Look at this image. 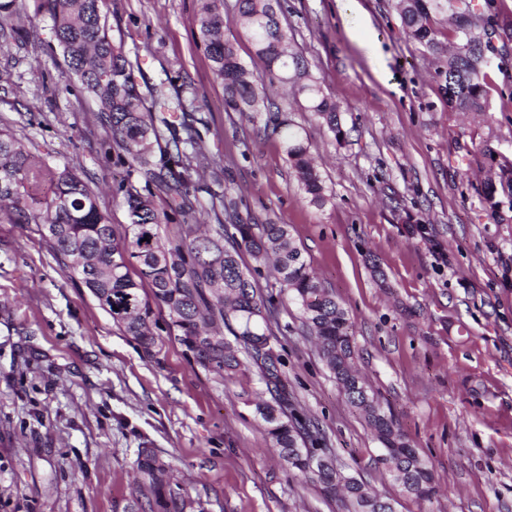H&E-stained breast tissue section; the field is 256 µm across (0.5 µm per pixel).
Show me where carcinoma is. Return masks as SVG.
<instances>
[{
	"label": "carcinoma",
	"instance_id": "cac0c4a2",
	"mask_svg": "<svg viewBox=\"0 0 512 512\" xmlns=\"http://www.w3.org/2000/svg\"><path fill=\"white\" fill-rule=\"evenodd\" d=\"M494 0H399L400 16L409 38L440 51L430 26L432 14L448 9L458 40V51L448 57L440 72L448 96V108L482 111L486 98L482 69L490 41L472 32V16H486L494 27ZM49 14L68 77L76 78L85 92L102 103V113L125 157L130 171L164 185L169 210L139 194H127L131 224L118 233L101 209L90 185L71 168L35 169L30 154L8 130L0 129V208L11 209L22 224H35L43 231L55 259L72 269L98 305L123 332L145 351L155 345L151 329V304L167 310L169 333L184 348L190 363L220 375L238 369L240 356L260 370L271 395L257 413L278 455L289 468L336 494L341 486L347 495L348 512H395L393 503L353 477L337 470L326 443L320 449L306 446L304 434L310 419L285 395L282 355L270 344V324L277 306L291 297L301 311L303 325L320 341L329 372L343 390L347 402L363 416L391 462L390 476L403 492L425 498L433 491L434 476L418 449L382 409L374 391L355 371V346L347 312L336 297L310 271L286 224L233 225L235 245L224 246L227 225L200 224L188 205L195 187L184 176L190 157L203 153L202 139L189 122V115L160 91L152 107L133 80V65L122 45L109 35L104 0H42ZM223 0H202L197 17L199 44L211 61L214 79L224 91V108L250 118L270 111L267 84L291 83L305 96L308 109L323 120L337 138L344 132L336 103L325 97L311 78L303 59L289 52L293 39L283 27L280 0H238L239 17L253 39L255 52L264 60L268 80L253 79L232 43L224 39ZM15 10V0H0V39L15 34L6 21ZM186 137H181L179 131ZM288 162L311 201L325 204L321 174L294 124L275 118ZM165 143L155 154L154 146ZM498 185L483 191L492 210L498 209L496 192L512 199V161L497 162ZM48 176L52 196L41 202L31 189ZM182 215L179 237L166 243L162 225L168 211ZM249 255L255 263L244 262ZM271 266L279 275L277 292L259 291L257 276ZM151 288L153 301L141 295L143 284ZM233 336L228 340L226 335ZM169 466L152 449L139 451L135 463L138 495L123 512H185L184 498L164 480Z\"/></svg>",
	"mask_w": 512,
	"mask_h": 512
}]
</instances>
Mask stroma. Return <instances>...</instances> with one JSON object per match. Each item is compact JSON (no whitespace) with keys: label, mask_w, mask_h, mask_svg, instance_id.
<instances>
[{"label":"stroma","mask_w":512,"mask_h":512,"mask_svg":"<svg viewBox=\"0 0 512 512\" xmlns=\"http://www.w3.org/2000/svg\"><path fill=\"white\" fill-rule=\"evenodd\" d=\"M18 0L16 38L0 44V128L40 166L68 165L116 231L125 197L165 194L126 175L101 104L67 85L52 22ZM292 48L340 109L336 140L304 96L271 97L300 127L328 201L310 200L263 115L224 109L196 46L200 0H106L113 40L138 57V86L163 84L204 140L192 169L196 209L213 196L252 224L288 225L303 257L346 309L364 375L434 474L426 498L405 495L384 452L347 402L285 300L272 325L288 397L313 420L336 465L396 512H512V207L482 191L497 157L512 159V40L494 38L484 111L449 110L439 75L457 41L447 12L432 53L406 35L398 0H281ZM224 0V37L253 76L265 63ZM145 351L55 260L36 225L0 211V512H122L134 462L153 449L186 512H347L340 497L289 470L256 412L255 366L219 375L189 363L155 310Z\"/></svg>","instance_id":"obj_1"}]
</instances>
